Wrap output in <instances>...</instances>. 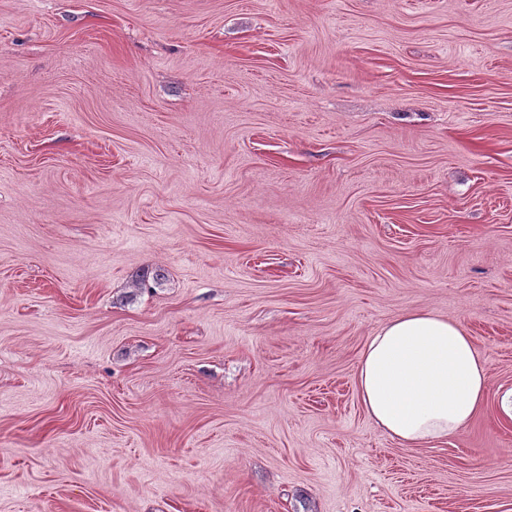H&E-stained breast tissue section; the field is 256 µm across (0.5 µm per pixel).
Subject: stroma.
I'll use <instances>...</instances> for the list:
<instances>
[{
    "instance_id": "obj_1",
    "label": "stroma",
    "mask_w": 512,
    "mask_h": 512,
    "mask_svg": "<svg viewBox=\"0 0 512 512\" xmlns=\"http://www.w3.org/2000/svg\"><path fill=\"white\" fill-rule=\"evenodd\" d=\"M486 403L403 447L370 336ZM512 0H0V512H512ZM355 377L368 417L406 448L458 433L488 392L486 363L463 324L427 310L382 325Z\"/></svg>"
}]
</instances>
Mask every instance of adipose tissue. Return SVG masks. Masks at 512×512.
<instances>
[{"label": "adipose tissue", "instance_id": "obj_1", "mask_svg": "<svg viewBox=\"0 0 512 512\" xmlns=\"http://www.w3.org/2000/svg\"><path fill=\"white\" fill-rule=\"evenodd\" d=\"M355 377L368 417L407 448L458 433L488 392L486 363L463 324L427 310L382 325Z\"/></svg>", "mask_w": 512, "mask_h": 512}]
</instances>
